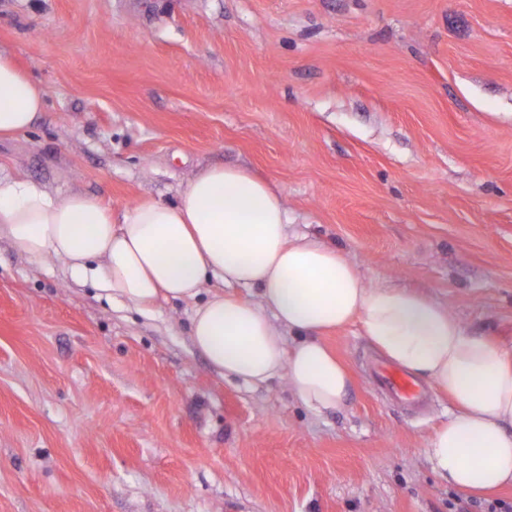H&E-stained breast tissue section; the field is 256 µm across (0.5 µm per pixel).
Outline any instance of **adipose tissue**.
<instances>
[{
    "instance_id": "ef3b65f1",
    "label": "adipose tissue",
    "mask_w": 512,
    "mask_h": 512,
    "mask_svg": "<svg viewBox=\"0 0 512 512\" xmlns=\"http://www.w3.org/2000/svg\"><path fill=\"white\" fill-rule=\"evenodd\" d=\"M44 108L42 88L0 50V137L31 129ZM1 236L30 258L62 261L112 301L142 311L192 302L190 339L211 369L248 386L287 377L318 412L338 408L350 386L323 336L358 325L384 358L453 402L426 441L433 472L472 494L512 483V350L468 333L422 294L370 286L340 250L292 232L270 179L204 168L176 201H143L116 218L88 194L0 177ZM212 280L220 290L205 293Z\"/></svg>"
}]
</instances>
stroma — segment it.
Returning a JSON list of instances; mask_svg holds the SVG:
<instances>
[{
  "label": "stroma",
  "instance_id": "35a3bbf8",
  "mask_svg": "<svg viewBox=\"0 0 512 512\" xmlns=\"http://www.w3.org/2000/svg\"><path fill=\"white\" fill-rule=\"evenodd\" d=\"M0 49L45 91L0 173L121 215L196 170L269 178L292 230L512 349V0H0ZM188 302L112 303L0 239V512H478L436 476L427 414L351 376L317 412L192 347Z\"/></svg>",
  "mask_w": 512,
  "mask_h": 512
}]
</instances>
